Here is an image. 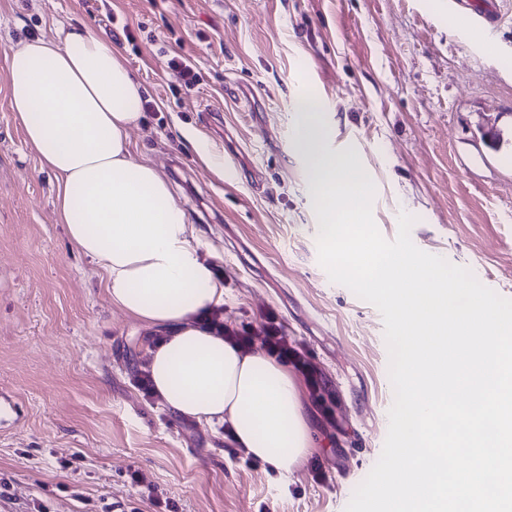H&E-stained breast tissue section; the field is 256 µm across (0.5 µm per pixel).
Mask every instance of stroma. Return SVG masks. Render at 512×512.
Returning a JSON list of instances; mask_svg holds the SVG:
<instances>
[{
    "instance_id": "stroma-1",
    "label": "stroma",
    "mask_w": 512,
    "mask_h": 512,
    "mask_svg": "<svg viewBox=\"0 0 512 512\" xmlns=\"http://www.w3.org/2000/svg\"><path fill=\"white\" fill-rule=\"evenodd\" d=\"M501 19L479 27L477 12ZM116 22H109V15ZM113 43L152 108L134 158L167 178L224 321L274 312L334 396L303 395L312 450L281 475L246 468L225 428L170 412L135 379L160 330L110 303L55 214L56 180L9 106L5 58L73 25ZM200 74L186 91L165 64ZM321 103L326 143L360 158L386 240L415 218L422 251L512 299V0H0V512H345L379 460L394 393L378 309L318 261L296 103ZM139 483H131L130 472ZM167 67L178 73L187 91L194 90L200 81V77L193 64L182 57L173 56L169 58L167 61Z\"/></svg>"
}]
</instances>
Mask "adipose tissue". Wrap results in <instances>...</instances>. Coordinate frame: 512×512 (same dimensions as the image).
<instances>
[{"mask_svg":"<svg viewBox=\"0 0 512 512\" xmlns=\"http://www.w3.org/2000/svg\"><path fill=\"white\" fill-rule=\"evenodd\" d=\"M6 63L10 108L56 179L71 247L100 268L112 305L168 333L151 352L155 392L173 412L230 422L237 447L292 472L311 447L297 384L282 365L195 325L223 304L224 283L164 176L131 153L143 89L111 40L75 26L60 41L24 42Z\"/></svg>","mask_w":512,"mask_h":512,"instance_id":"obj_1","label":"adipose tissue"}]
</instances>
